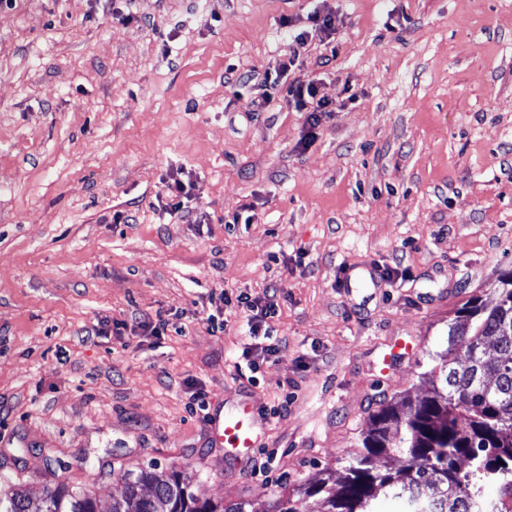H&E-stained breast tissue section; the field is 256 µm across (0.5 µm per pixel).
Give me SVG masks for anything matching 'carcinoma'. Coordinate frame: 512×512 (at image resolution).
Instances as JSON below:
<instances>
[{
  "label": "carcinoma",
  "mask_w": 512,
  "mask_h": 512,
  "mask_svg": "<svg viewBox=\"0 0 512 512\" xmlns=\"http://www.w3.org/2000/svg\"><path fill=\"white\" fill-rule=\"evenodd\" d=\"M494 293L491 305L468 299L448 325V350H464L465 368L440 356L419 376L428 384L422 397L370 416L339 478L282 495L270 512H310L311 498L323 512H375L382 496L403 501L404 512H512V270ZM397 455L405 464H384ZM123 482V496L105 509L84 492L59 489L36 505L17 489L0 492V512H258L199 497L178 471H129Z\"/></svg>",
  "instance_id": "cac0c4a2"
}]
</instances>
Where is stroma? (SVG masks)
<instances>
[{
  "instance_id": "stroma-1",
  "label": "stroma",
  "mask_w": 512,
  "mask_h": 512,
  "mask_svg": "<svg viewBox=\"0 0 512 512\" xmlns=\"http://www.w3.org/2000/svg\"><path fill=\"white\" fill-rule=\"evenodd\" d=\"M316 10L336 16L326 63L319 42L289 54ZM285 62L332 103L307 146L264 82ZM177 177L188 222L166 209ZM368 265L392 279L353 287ZM510 269L512 0L0 7L1 488L108 504L152 466L270 503L341 474ZM272 286L280 351L252 373L236 297ZM144 315L182 331L131 330ZM244 401L277 410L247 459L207 424Z\"/></svg>"
}]
</instances>
